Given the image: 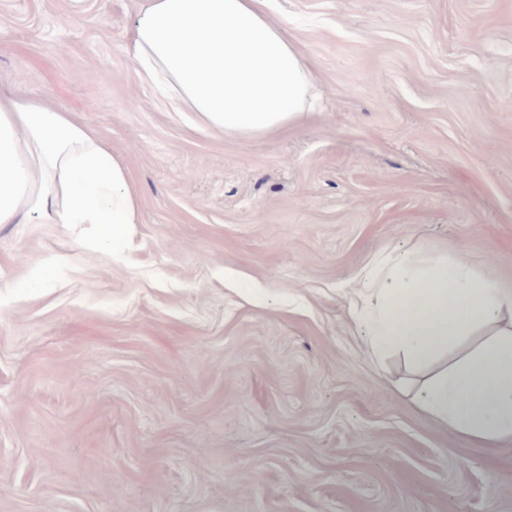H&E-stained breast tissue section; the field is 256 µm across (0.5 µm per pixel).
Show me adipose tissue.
<instances>
[{"label":"adipose tissue","instance_id":"obj_1","mask_svg":"<svg viewBox=\"0 0 512 512\" xmlns=\"http://www.w3.org/2000/svg\"><path fill=\"white\" fill-rule=\"evenodd\" d=\"M286 28L269 0H140L123 51L171 111L264 136L304 119L316 83ZM138 215L128 168L91 126L44 98L0 94V225L63 224L111 246ZM381 271L350 311L421 372L420 409L482 447L512 438V289L418 255Z\"/></svg>","mask_w":512,"mask_h":512}]
</instances>
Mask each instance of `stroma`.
Instances as JSON below:
<instances>
[{"mask_svg":"<svg viewBox=\"0 0 512 512\" xmlns=\"http://www.w3.org/2000/svg\"><path fill=\"white\" fill-rule=\"evenodd\" d=\"M136 9L0 0V93L139 198L117 254L0 226V512H512V442L431 420L349 313L383 254L512 289V0H272L319 100L265 137L141 83Z\"/></svg>","mask_w":512,"mask_h":512,"instance_id":"obj_1","label":"stroma"}]
</instances>
